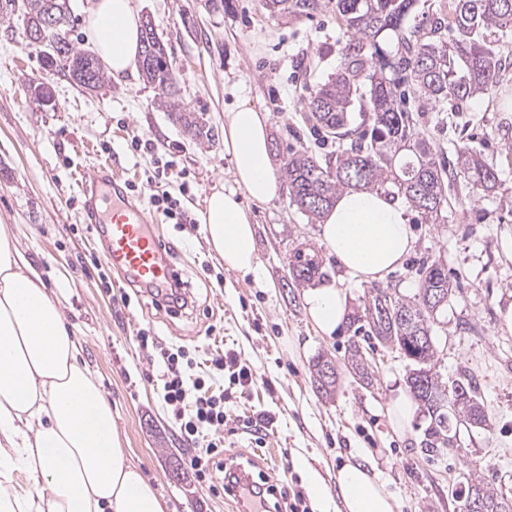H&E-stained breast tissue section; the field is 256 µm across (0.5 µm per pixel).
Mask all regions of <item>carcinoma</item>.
I'll return each instance as SVG.
<instances>
[{
  "label": "carcinoma",
  "instance_id": "obj_1",
  "mask_svg": "<svg viewBox=\"0 0 512 512\" xmlns=\"http://www.w3.org/2000/svg\"><path fill=\"white\" fill-rule=\"evenodd\" d=\"M271 17L311 18L331 8L341 20L343 46L340 69L331 81L305 88L302 103L307 121L322 139L338 143L336 153L321 159L306 151H289L281 168L289 198L311 217L323 214L344 190L392 185L397 194L430 220L447 201L446 168L437 150L419 131L427 112L458 111L461 105L489 93L498 83L502 51L498 35L512 32V0H450L422 19L409 21L415 0H261ZM23 16L26 30L43 31L45 64L63 66L74 84L94 91L105 81L93 54L75 50L70 37L72 0H3L0 16ZM171 48L154 28L143 24L142 51L137 64L143 81L168 98L174 95ZM370 112L368 129L349 128L355 100ZM169 109L188 130L200 131L192 113L176 101ZM460 173L474 187L498 183L494 165L466 144L456 148ZM296 285L322 276L315 256L296 252L290 264ZM448 273L436 263L420 269L418 293L406 298L392 288H372L363 314L350 321L353 335L383 336L430 374L424 388L410 389L430 417L421 447L446 445L452 425L486 418L480 385L467 372L456 383L466 396L450 407L435 368V353L415 337L432 336L437 313L435 295L452 296ZM485 512H512V498L481 485L468 486Z\"/></svg>",
  "mask_w": 512,
  "mask_h": 512
}]
</instances>
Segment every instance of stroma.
<instances>
[{
	"label": "stroma",
	"instance_id": "obj_1",
	"mask_svg": "<svg viewBox=\"0 0 512 512\" xmlns=\"http://www.w3.org/2000/svg\"><path fill=\"white\" fill-rule=\"evenodd\" d=\"M135 4L171 47L175 99L194 113L199 132L176 121L137 71L82 91L64 71L45 66L21 17L0 19V225L13 229L58 300L84 365L112 405L125 453L161 494L164 512H238L234 496L196 481L189 460L205 444L183 440L154 391L160 349L171 344L192 349L201 364L226 354L253 366L258 379L251 386L223 385L224 458L254 462L277 481L279 494L303 500L309 512L316 508L308 496L311 474L333 495L336 473L350 461L375 469L395 512H459L448 481L461 472L512 498V332L498 314L512 303V55L491 93L446 113L445 124L420 125L445 156L468 142L496 165L497 187L472 189L455 177L432 223L408 208L415 247L385 281L410 297L422 263L445 268L455 292L433 325L436 371L445 382L466 371L481 384L487 424L461 431L455 452L429 453L421 447L429 424L423 411L402 432L387 414L413 361L398 348L361 342V351L373 353L371 381L363 383L351 368V332L318 333L304 287L285 284L287 263L300 250L318 255L327 279L342 280L350 314L362 313L369 291L343 280L319 241L317 221L291 203L287 189L268 203L246 205L257 229V273L226 270L195 223L212 189L233 184L224 115L239 98L268 115L273 169L292 148L319 157L335 150L309 132L301 103L305 86L334 78L340 67L343 30L335 13L284 21L269 17L259 0H233L225 12L209 9L207 0ZM41 83L52 88V102H35ZM136 136L144 148L132 147ZM103 162L141 196L161 187L180 199L189 223L160 216L151 231L195 294L193 313L156 308L135 288L119 287L77 186L78 175ZM125 294L130 304L122 303ZM143 332L151 345H141ZM321 357L337 369L328 395L314 380ZM260 415L265 428L250 432Z\"/></svg>",
	"mask_w": 512,
	"mask_h": 512
}]
</instances>
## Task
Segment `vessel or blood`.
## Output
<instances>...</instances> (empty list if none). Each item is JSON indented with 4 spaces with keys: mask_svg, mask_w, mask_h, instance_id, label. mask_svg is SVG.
I'll return each mask as SVG.
<instances>
[{
    "mask_svg": "<svg viewBox=\"0 0 512 512\" xmlns=\"http://www.w3.org/2000/svg\"><path fill=\"white\" fill-rule=\"evenodd\" d=\"M90 223L106 243L108 259L127 281L161 285L173 277L160 241L151 233V214L130 202L124 186L107 170L82 176Z\"/></svg>",
    "mask_w": 512,
    "mask_h": 512,
    "instance_id": "b4317fda",
    "label": "vessel or blood"
}]
</instances>
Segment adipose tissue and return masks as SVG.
Listing matches in <instances>:
<instances>
[{
	"instance_id": "1",
	"label": "adipose tissue",
	"mask_w": 512,
	"mask_h": 512,
	"mask_svg": "<svg viewBox=\"0 0 512 512\" xmlns=\"http://www.w3.org/2000/svg\"><path fill=\"white\" fill-rule=\"evenodd\" d=\"M87 28L113 75L133 68L143 20L134 0H93ZM224 152L234 186L214 189L201 216L205 239L226 269L259 266L256 231L241 200L262 204L279 184L270 164L268 116L240 98L224 116ZM319 238L358 283L387 279L412 253L405 208L377 190L347 191L323 214ZM307 313L321 334L343 327L348 295L333 282L309 288ZM59 304L0 225V512H163L156 488L132 464L113 425L112 407L78 359ZM33 479L18 490L14 474ZM343 512H394L377 473L349 462L336 474Z\"/></svg>"
}]
</instances>
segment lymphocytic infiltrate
<instances>
[{"mask_svg":"<svg viewBox=\"0 0 512 512\" xmlns=\"http://www.w3.org/2000/svg\"><path fill=\"white\" fill-rule=\"evenodd\" d=\"M160 358L162 371L157 380V391L170 411L174 425L187 439L207 442L205 453L190 460L197 481L207 482L217 477L223 486H239L240 495L251 512H268V498L275 495V486H240L234 469L219 459L224 446L226 413L223 394L213 393L211 389L215 374L224 372L241 386L251 385L257 379L254 368L233 356L218 357L212 359L209 371L200 373L196 370L195 359L184 346L161 350Z\"/></svg>","mask_w":512,"mask_h":512,"instance_id":"obj_1","label":"lymphocytic infiltrate"}]
</instances>
